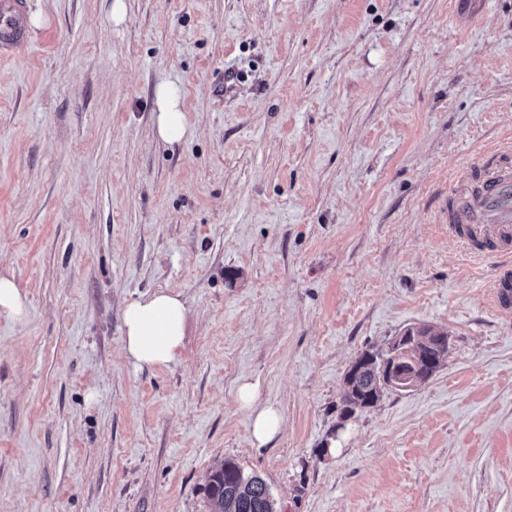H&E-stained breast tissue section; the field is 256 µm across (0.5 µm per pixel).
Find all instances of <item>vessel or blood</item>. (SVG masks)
Returning <instances> with one entry per match:
<instances>
[{
    "label": "vessel or blood",
    "instance_id": "b4317fda",
    "mask_svg": "<svg viewBox=\"0 0 512 512\" xmlns=\"http://www.w3.org/2000/svg\"><path fill=\"white\" fill-rule=\"evenodd\" d=\"M23 0H0V58L26 41ZM448 232L477 257L502 256L490 288L493 311L512 315V153L491 152L455 179L443 211Z\"/></svg>",
    "mask_w": 512,
    "mask_h": 512
}]
</instances>
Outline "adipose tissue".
Wrapping results in <instances>:
<instances>
[{
    "instance_id": "1",
    "label": "adipose tissue",
    "mask_w": 512,
    "mask_h": 512,
    "mask_svg": "<svg viewBox=\"0 0 512 512\" xmlns=\"http://www.w3.org/2000/svg\"><path fill=\"white\" fill-rule=\"evenodd\" d=\"M155 124L159 139L167 145L180 142L190 132L186 112L176 83L165 82L155 89ZM189 311L181 295L156 291L127 302L122 311L124 352L137 367H159L172 363L183 346ZM238 401L251 414L250 439L253 445L269 444L280 430L278 411L256 403V389L242 383Z\"/></svg>"
}]
</instances>
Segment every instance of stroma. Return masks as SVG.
Segmentation results:
<instances>
[{"label": "stroma", "mask_w": 512, "mask_h": 512, "mask_svg": "<svg viewBox=\"0 0 512 512\" xmlns=\"http://www.w3.org/2000/svg\"><path fill=\"white\" fill-rule=\"evenodd\" d=\"M0 60V512H211L233 459L277 512H512V318L438 213L512 143V0H25ZM176 81L193 132L155 133ZM180 293L133 366L122 307ZM412 326L425 384L341 421L344 376ZM249 382L282 426L249 442ZM0 314L16 320H23L27 315L26 297L16 286L9 274L0 273ZM189 311L181 295L156 291L127 302L122 311L124 352L136 367L172 363L183 346Z\"/></svg>", "instance_id": "stroma-1"}]
</instances>
